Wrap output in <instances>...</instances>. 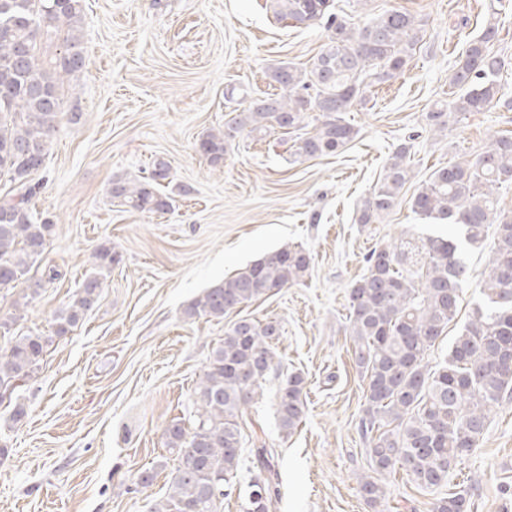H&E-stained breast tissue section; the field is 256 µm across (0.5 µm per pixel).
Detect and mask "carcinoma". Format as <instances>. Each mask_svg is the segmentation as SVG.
<instances>
[{
    "instance_id": "1",
    "label": "carcinoma",
    "mask_w": 512,
    "mask_h": 512,
    "mask_svg": "<svg viewBox=\"0 0 512 512\" xmlns=\"http://www.w3.org/2000/svg\"><path fill=\"white\" fill-rule=\"evenodd\" d=\"M279 21L307 29L327 21V39L306 66L277 62L266 69L279 88L250 100L224 128L210 131L199 151L213 165L242 136L279 131L293 141V155H335L358 136L345 114L365 99L366 90L404 72L423 40L424 21L408 11L384 10L362 23L333 12L334 0H269ZM82 0H0V174L17 192L0 199V290L15 289L12 312L0 316V395L14 391L39 368L52 337L37 332L11 337L40 295L42 283L59 271L35 272L53 233L49 219L33 221L31 176L44 164L51 135L62 121L65 80L86 65ZM498 29L490 24L468 42L449 76L451 101L425 113L426 131L447 135L450 125L471 112H486L504 98L499 76L505 59L491 51ZM317 113L312 117L311 113ZM412 144H399L382 177L361 204L357 223L378 224L390 215L415 173ZM167 164L153 163L134 178L112 180L111 198L138 212H166L172 204L161 191ZM512 184V134L494 135L470 156L435 168L418 187L412 210L423 220L441 221L454 232L419 243L403 236L366 256L367 272L350 287L346 332L366 381L360 432L375 476L357 480L359 493L376 512L387 504L380 476L402 469L421 490L448 486L451 470L477 447L494 408L512 397V214L498 208L496 191ZM493 229L492 257L481 284L482 303L448 342V355L435 367L427 352L458 314L468 267L460 241L481 245ZM120 261L108 246L92 254L93 271L56 318L54 335L66 336L99 302L103 273ZM311 257L300 246L266 253L206 289L183 309L187 320H222L241 305L296 285L307 276ZM274 321L242 317L224 328L203 378L193 390L190 427L175 418L164 430V445L177 455L168 497L155 512H217L241 466V420L263 394L267 376L278 371ZM305 378L282 380L274 402L285 435L302 423ZM277 486L259 475L247 485V512H271ZM472 493L457 485L431 503L430 512H471Z\"/></svg>"
}]
</instances>
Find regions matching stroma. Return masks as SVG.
<instances>
[{
	"instance_id": "1",
	"label": "stroma",
	"mask_w": 512,
	"mask_h": 512,
	"mask_svg": "<svg viewBox=\"0 0 512 512\" xmlns=\"http://www.w3.org/2000/svg\"><path fill=\"white\" fill-rule=\"evenodd\" d=\"M354 22L387 9L423 18L424 38L405 71L369 88L346 118L359 130L343 152L299 162L277 133L241 136L221 166L196 150L208 131L268 92L265 69L305 65L325 42L324 26H285L266 0H84L87 65L66 87L65 122L33 175V212L54 232L38 260L60 276L47 283L15 334L50 333L56 316L91 270V254L111 246L121 260L99 303L49 347L33 377L0 402V512H151L163 500L177 459L164 446L174 418L191 419L193 390L225 323L184 320L206 288L264 254L292 244L311 255L300 284L230 313L277 321L280 374L270 375L246 410L244 451L273 448L274 512H372L357 492L368 471L358 423L365 384L345 331L350 286L373 248L406 234L422 240L444 227L413 213L420 181L459 153L480 151L512 132V110L474 112L437 137L424 115L448 100V76L466 42L496 20L495 53L512 58V0H336ZM412 141L415 180L380 224L356 212L397 145ZM169 165L164 213L126 210L110 199L113 178L155 160ZM491 242L467 249L469 276L456 335L480 301ZM306 379V415L288 436L274 417L281 374ZM24 404L21 422L10 418ZM149 486H141L143 474ZM390 506L428 512L433 493L404 471L385 475ZM450 484L475 493L473 512H512L499 494L512 484V400L491 415L475 452Z\"/></svg>"
}]
</instances>
